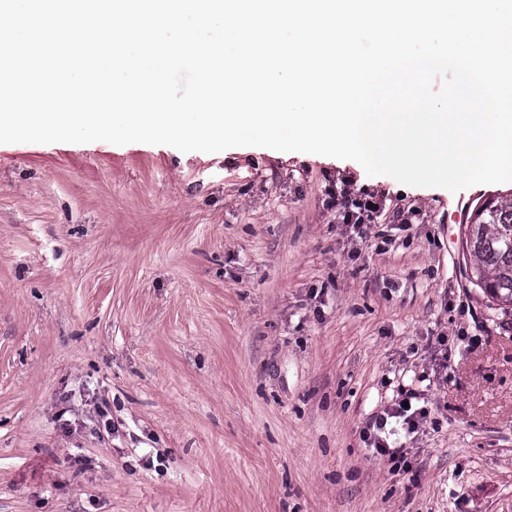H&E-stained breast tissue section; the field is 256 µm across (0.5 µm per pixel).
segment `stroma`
I'll return each instance as SVG.
<instances>
[{
  "label": "stroma",
  "instance_id": "stroma-1",
  "mask_svg": "<svg viewBox=\"0 0 512 512\" xmlns=\"http://www.w3.org/2000/svg\"><path fill=\"white\" fill-rule=\"evenodd\" d=\"M341 181L418 214L353 234ZM457 196L264 147L0 144V512H512V316ZM422 376L395 471L362 431Z\"/></svg>",
  "mask_w": 512,
  "mask_h": 512
}]
</instances>
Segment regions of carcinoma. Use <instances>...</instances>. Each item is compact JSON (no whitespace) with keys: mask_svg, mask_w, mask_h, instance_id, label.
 <instances>
[{"mask_svg":"<svg viewBox=\"0 0 512 512\" xmlns=\"http://www.w3.org/2000/svg\"><path fill=\"white\" fill-rule=\"evenodd\" d=\"M469 278L489 302L512 312V202L479 207L464 225Z\"/></svg>","mask_w":512,"mask_h":512,"instance_id":"cac0c4a2","label":"carcinoma"}]
</instances>
